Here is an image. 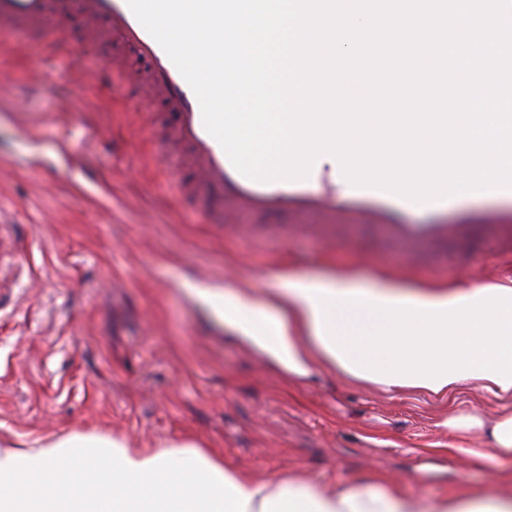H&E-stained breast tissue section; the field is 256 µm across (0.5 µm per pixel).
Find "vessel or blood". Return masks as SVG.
Masks as SVG:
<instances>
[{
	"instance_id": "vessel-or-blood-1",
	"label": "vessel or blood",
	"mask_w": 512,
	"mask_h": 512,
	"mask_svg": "<svg viewBox=\"0 0 512 512\" xmlns=\"http://www.w3.org/2000/svg\"><path fill=\"white\" fill-rule=\"evenodd\" d=\"M87 23L96 43L120 39L145 63L146 74L137 85L141 97L161 100L163 118L174 146L172 155L185 164L189 177L182 193L200 209L219 200L231 214L270 212L314 214L326 223L336 220L337 202L371 203L375 225L383 227L390 241L406 259L419 256L422 248L470 237L476 230L512 234V212H465L457 224H396L390 214L411 209L404 198L373 188L347 187L344 193L324 189L316 193L312 182L327 180L320 167L298 181L257 182L240 174L219 142L205 129L199 101L179 70L157 41L130 10L127 0H0V33L15 27L41 28L48 22L62 24L74 16Z\"/></svg>"
}]
</instances>
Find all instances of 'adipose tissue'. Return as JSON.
I'll use <instances>...</instances> for the list:
<instances>
[{
	"label": "adipose tissue",
	"instance_id": "adipose-tissue-1",
	"mask_svg": "<svg viewBox=\"0 0 512 512\" xmlns=\"http://www.w3.org/2000/svg\"><path fill=\"white\" fill-rule=\"evenodd\" d=\"M213 303L245 343L300 378L332 366L387 392L477 382L512 398V282L460 293L384 278L361 290L339 272L295 281L272 311L230 285ZM446 425L488 429L491 490L428 497L385 478L257 479L186 439L131 448L119 436L68 433L0 448V512H512V410L490 426L475 412Z\"/></svg>",
	"mask_w": 512,
	"mask_h": 512
}]
</instances>
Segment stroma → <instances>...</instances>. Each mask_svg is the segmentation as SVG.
Instances as JSON below:
<instances>
[{"mask_svg": "<svg viewBox=\"0 0 512 512\" xmlns=\"http://www.w3.org/2000/svg\"><path fill=\"white\" fill-rule=\"evenodd\" d=\"M58 31L0 45V447L48 433L115 434L133 448L189 436L255 476L393 477L429 497L485 486L487 466H459L453 451L485 453L489 440L451 437L442 422L461 408L493 421L506 400L478 384L386 393L331 368L297 378L197 291L229 282L271 307L289 279L343 268L364 287L388 276L465 292L512 281V238L407 262L362 204L330 237L314 216L205 222L182 199L183 167L157 157L163 124L148 131L127 112L124 71L81 82L112 47L89 41L79 17ZM84 172L111 185V205L77 193Z\"/></svg>", "mask_w": 512, "mask_h": 512, "instance_id": "1", "label": "stroma"}]
</instances>
